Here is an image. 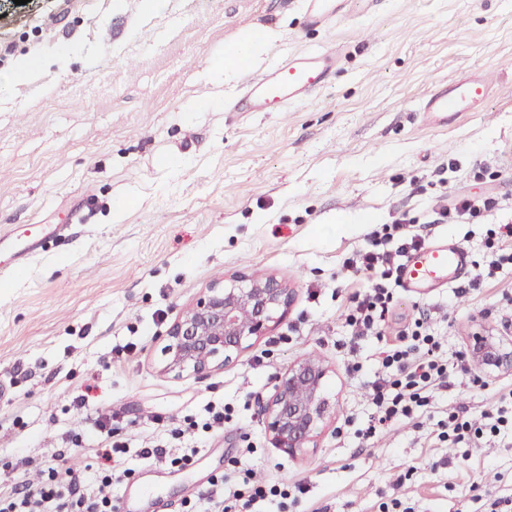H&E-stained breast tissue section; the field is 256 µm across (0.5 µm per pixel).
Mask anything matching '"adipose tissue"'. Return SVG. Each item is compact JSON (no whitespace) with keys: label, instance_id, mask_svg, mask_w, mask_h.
<instances>
[{"label":"adipose tissue","instance_id":"adipose-tissue-1","mask_svg":"<svg viewBox=\"0 0 512 512\" xmlns=\"http://www.w3.org/2000/svg\"><path fill=\"white\" fill-rule=\"evenodd\" d=\"M282 37L277 26L258 25L242 31L233 45L225 48L222 58L212 67V75L218 83L227 85L236 80L242 65L257 60L267 53Z\"/></svg>","mask_w":512,"mask_h":512}]
</instances>
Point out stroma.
Segmentation results:
<instances>
[{"label":"stroma","instance_id":"stroma-1","mask_svg":"<svg viewBox=\"0 0 512 512\" xmlns=\"http://www.w3.org/2000/svg\"><path fill=\"white\" fill-rule=\"evenodd\" d=\"M313 24L304 0H0V230L56 224L13 266L0 256V485L21 481L72 434L96 446V413L112 414L126 447L124 479L156 485L153 512H185L222 474L253 470L272 484L305 481L295 512H512V430L479 447L437 434L445 405L420 427L359 435L381 340L351 344L342 312L362 291L344 262L372 232L445 239L490 259L512 224V0H383L368 14ZM284 23L285 34L241 77L219 86L211 66L238 32ZM336 47L331 82L284 112H231L246 77L290 53ZM44 59L19 84L22 57ZM495 77L485 111L431 124L419 107L435 84ZM206 101L192 111L191 101ZM462 195L489 198L471 224H438ZM243 272L292 288L285 317L229 366L197 377L162 371L169 326L211 283ZM430 310L455 364L480 328L512 330V271L465 298L451 286L397 289L389 343ZM304 358L331 368L330 415L316 445L273 447L260 405L272 378ZM455 369L460 418L481 417L512 374L473 385ZM92 396L83 411L73 399ZM211 401L234 417L187 464L193 435L171 428ZM165 453L146 463L139 452Z\"/></svg>","mask_w":512,"mask_h":512}]
</instances>
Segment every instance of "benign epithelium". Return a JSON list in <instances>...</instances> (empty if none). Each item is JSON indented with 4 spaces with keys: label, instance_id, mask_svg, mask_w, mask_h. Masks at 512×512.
Returning a JSON list of instances; mask_svg holds the SVG:
<instances>
[{
    "label": "benign epithelium",
    "instance_id": "7a95c632",
    "mask_svg": "<svg viewBox=\"0 0 512 512\" xmlns=\"http://www.w3.org/2000/svg\"><path fill=\"white\" fill-rule=\"evenodd\" d=\"M292 301L293 292L273 277L239 274L229 285H211L169 328L163 370L203 376L233 363L252 337L286 315ZM466 353L488 376L512 372V348L484 329L473 333ZM328 373L322 361L308 358L275 376L263 413L271 443L283 454L295 457L313 445L327 414Z\"/></svg>",
    "mask_w": 512,
    "mask_h": 512
}]
</instances>
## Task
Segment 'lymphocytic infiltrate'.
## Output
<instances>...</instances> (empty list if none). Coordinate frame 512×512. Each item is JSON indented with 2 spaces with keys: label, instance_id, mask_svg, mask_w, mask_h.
I'll return each instance as SVG.
<instances>
[{
  "label": "lymphocytic infiltrate",
  "instance_id": "obj_1",
  "mask_svg": "<svg viewBox=\"0 0 512 512\" xmlns=\"http://www.w3.org/2000/svg\"><path fill=\"white\" fill-rule=\"evenodd\" d=\"M425 245V238L418 234L400 236L397 245L390 248L375 238L347 260V267L360 272L368 281L367 288L351 298L345 311V321L353 336L379 335L393 292L400 285L403 261ZM402 336L406 345L385 349L382 369L369 384L374 413L367 434H374L382 426L414 422L425 408L448 398L451 368L441 354L427 315L413 317ZM511 411L507 404L498 406L484 414L478 424L449 415L448 428L440 432L439 438L456 445L467 442L474 432H499ZM95 429L101 442L93 455L94 486H87L82 471L63 462L55 463L42 470L38 481L24 480L10 491L0 493V512H118L112 495L114 485L120 481L114 460L125 447L112 440L111 416H99ZM308 491V485L302 482L291 487L256 483L252 470L247 469L240 472L231 486L225 480H213L205 500L215 512H258L259 506L268 500L276 501L278 512H288L290 499H301Z\"/></svg>",
  "mask_w": 512,
  "mask_h": 512
}]
</instances>
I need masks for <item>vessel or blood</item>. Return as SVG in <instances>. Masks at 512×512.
I'll return each instance as SVG.
<instances>
[{"mask_svg":"<svg viewBox=\"0 0 512 512\" xmlns=\"http://www.w3.org/2000/svg\"><path fill=\"white\" fill-rule=\"evenodd\" d=\"M313 22L329 24L346 14V0H304ZM338 54L333 50H308L274 62L243 86L232 109L236 112H283L289 104L311 98L323 88ZM490 73L482 72L440 83L422 101L421 112L432 121H444L461 112L482 111L492 93ZM44 235L33 226L10 233L0 232V244L9 243L19 259H27L39 250ZM470 260L459 245L439 241L409 254L403 265L402 285L411 291L438 288L464 273Z\"/></svg>","mask_w":512,"mask_h":512,"instance_id":"b4317fda","label":"vessel or blood"}]
</instances>
